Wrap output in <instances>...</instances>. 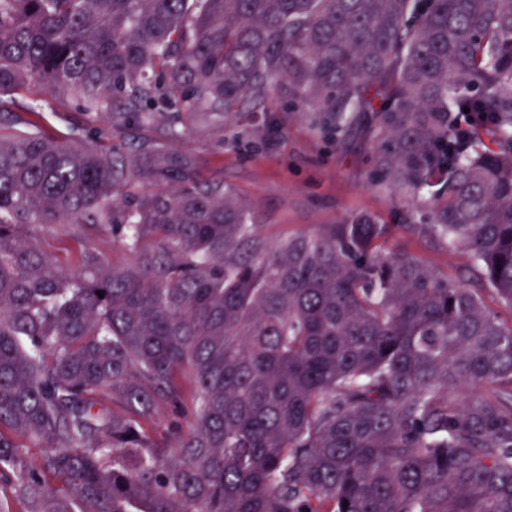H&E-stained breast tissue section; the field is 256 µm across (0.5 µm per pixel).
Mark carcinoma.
I'll list each match as a JSON object with an SVG mask.
<instances>
[{"label":"carcinoma","instance_id":"carcinoma-1","mask_svg":"<svg viewBox=\"0 0 512 512\" xmlns=\"http://www.w3.org/2000/svg\"><path fill=\"white\" fill-rule=\"evenodd\" d=\"M283 84L512 305V0H0V512H512V326L370 213L267 243L171 146ZM26 86L107 126L50 138ZM70 227L66 224L55 225L37 228L35 231L43 250L47 254L58 258L62 263H65L67 258L71 257L78 250L81 241H86V236L83 238L73 234L69 230ZM92 240L99 250L110 257L113 266L122 267L126 264L127 256L125 251L118 243L113 242L112 237L108 234L97 233L92 237Z\"/></svg>","mask_w":512,"mask_h":512}]
</instances>
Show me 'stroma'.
<instances>
[{
	"mask_svg": "<svg viewBox=\"0 0 512 512\" xmlns=\"http://www.w3.org/2000/svg\"><path fill=\"white\" fill-rule=\"evenodd\" d=\"M30 106L41 108L46 131L58 137L87 140L102 124L101 118L82 112L68 94L19 91L16 111ZM183 123L185 135L175 140V148L195 154L205 174L223 177L253 206L267 241L309 234L366 210L395 225L386 250L411 252L450 281L470 279L466 250L449 251L398 228L407 201L374 187L371 150L336 147L315 131L310 114L294 111L286 94H275L266 111L247 120L196 112L184 116Z\"/></svg>",
	"mask_w": 512,
	"mask_h": 512,
	"instance_id": "35a3bbf8",
	"label": "stroma"
}]
</instances>
